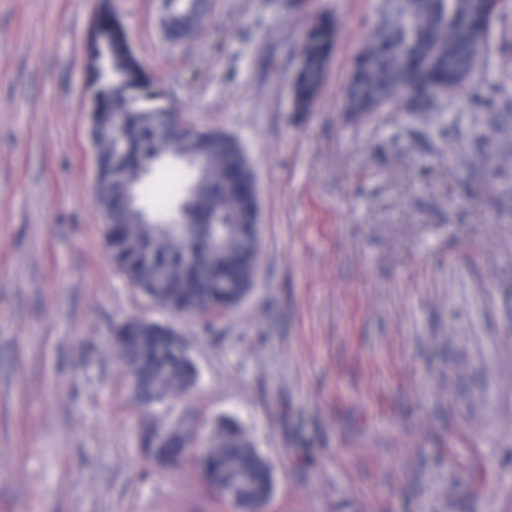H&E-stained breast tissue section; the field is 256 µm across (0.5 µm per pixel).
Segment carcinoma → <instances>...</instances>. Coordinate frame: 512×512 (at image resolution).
Here are the masks:
<instances>
[{
	"instance_id": "obj_1",
	"label": "carcinoma",
	"mask_w": 512,
	"mask_h": 512,
	"mask_svg": "<svg viewBox=\"0 0 512 512\" xmlns=\"http://www.w3.org/2000/svg\"><path fill=\"white\" fill-rule=\"evenodd\" d=\"M167 4L177 20L167 35L179 40L205 14L207 0ZM498 6L499 0H379L378 23L351 73L345 111L369 114L403 99L414 119L439 121L447 104L432 90L452 96L480 78L493 51ZM97 20L112 28V56L95 85L105 112L91 127L100 159L93 193L105 218V247L137 293L211 333L241 304L224 285L254 287L259 240L252 233L253 168L236 137L176 111L171 93L137 57L119 15L102 11ZM335 47L336 26L328 17L302 36V65L291 85L296 110L310 108ZM167 158L180 167L168 172V194L157 196L148 178ZM181 243L197 247L195 263L183 261ZM111 337L141 409L139 453L162 472H194L210 493L233 488L232 497L216 500L238 512H266L273 465L240 423L221 416L202 435L190 410L174 419L155 413L197 384L183 335L131 316L112 324ZM199 444L204 451H193Z\"/></svg>"
}]
</instances>
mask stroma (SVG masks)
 <instances>
[{"instance_id": "35a3bbf8", "label": "stroma", "mask_w": 512, "mask_h": 512, "mask_svg": "<svg viewBox=\"0 0 512 512\" xmlns=\"http://www.w3.org/2000/svg\"><path fill=\"white\" fill-rule=\"evenodd\" d=\"M377 0H210L168 41L162 0H114L179 112L255 173L254 291L201 334L115 271L93 193L87 35L100 0H0V512H235L135 446L109 344L143 315L190 344L173 400L229 416L275 465L267 512H512V28L440 123L345 112ZM322 15L336 49L307 112L290 86Z\"/></svg>"}]
</instances>
